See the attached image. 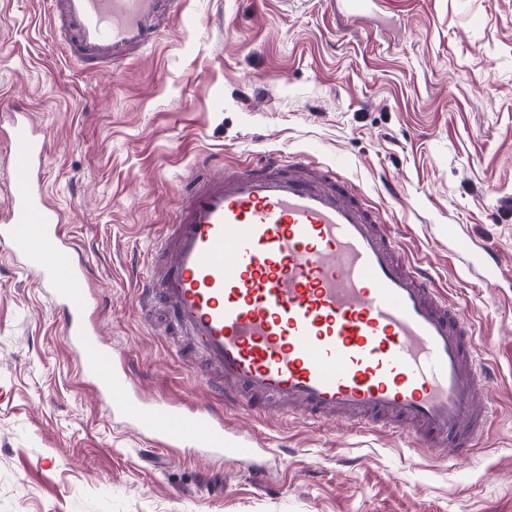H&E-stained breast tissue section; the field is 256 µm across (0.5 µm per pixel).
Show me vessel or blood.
<instances>
[{
	"label": "vessel or blood",
	"instance_id": "b4317fda",
	"mask_svg": "<svg viewBox=\"0 0 512 512\" xmlns=\"http://www.w3.org/2000/svg\"><path fill=\"white\" fill-rule=\"evenodd\" d=\"M182 0H53L76 62L109 69L152 47ZM10 212L0 246L51 295L79 372L106 409L164 446L189 445L262 472L263 449L230 435L224 409L301 415L324 424L406 430L432 455L471 456L490 417L489 375L470 322L429 268L410 260L335 169L265 154L256 165L184 194L153 250L160 277L139 293L162 305L167 341L199 358L223 407L141 396L88 316L93 295L62 212L40 178L45 141L26 108H10Z\"/></svg>",
	"mask_w": 512,
	"mask_h": 512
}]
</instances>
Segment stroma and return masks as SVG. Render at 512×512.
Instances as JSON below:
<instances>
[{
  "mask_svg": "<svg viewBox=\"0 0 512 512\" xmlns=\"http://www.w3.org/2000/svg\"><path fill=\"white\" fill-rule=\"evenodd\" d=\"M330 2L183 0L110 72L65 58L50 0H0V109L25 102L45 134L46 197L144 397L211 401L137 289L199 159L268 151L339 167L473 319L495 372L480 450L438 460L400 430L234 411L264 477L164 447L108 415L51 299L0 250V512H512V0H374L350 25ZM452 226L497 266L469 271Z\"/></svg>",
  "mask_w": 512,
  "mask_h": 512,
  "instance_id": "obj_1",
  "label": "stroma"
}]
</instances>
